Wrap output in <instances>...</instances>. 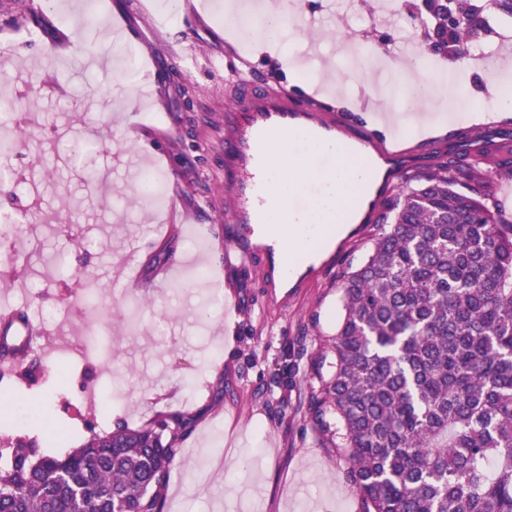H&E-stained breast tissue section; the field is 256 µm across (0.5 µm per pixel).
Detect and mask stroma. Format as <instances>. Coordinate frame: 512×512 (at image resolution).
<instances>
[{
    "instance_id": "stroma-1",
    "label": "stroma",
    "mask_w": 512,
    "mask_h": 512,
    "mask_svg": "<svg viewBox=\"0 0 512 512\" xmlns=\"http://www.w3.org/2000/svg\"><path fill=\"white\" fill-rule=\"evenodd\" d=\"M223 2L176 9L168 0H93L67 13L47 0H26L22 10L0 0V69L11 76L0 98L15 103L14 126L23 133L5 163L12 180L0 191V213L25 225L18 239L0 233V309H24L40 332L29 356L35 379L0 375V398L44 418L0 430V453L22 436L42 453L64 455L120 422L135 428L156 411H196L164 512H359L347 464L315 427L308 398L330 374L341 279L371 249L376 228L286 296L269 288L262 255L225 273L216 253L234 228L225 212L224 109L248 75L288 89L300 106L322 93L366 109L391 103L383 124L392 134L425 121L443 133L466 131L468 113L489 111L492 89L512 83V28L494 38L484 73L474 75L469 112L449 110L445 95L403 111L400 94L421 77L453 74L439 56L425 72L409 68L408 55L429 56L409 14L414 0H298L299 17L284 22L280 41L312 71L302 85L277 57L236 47ZM119 42L138 71L85 69L89 55L107 58ZM150 64L158 67L153 80L142 73ZM171 67L178 78H168ZM105 131L107 150L82 165L70 161L73 138ZM162 134L163 155L155 149ZM136 156L142 170L168 167L178 180L163 184L148 210L135 195ZM455 178L512 220L507 166H467ZM172 207L196 230L174 233L168 258L158 260L151 235ZM198 268L207 278L194 277ZM135 274L137 288L129 285ZM228 275L237 284L229 336ZM46 310L54 320L43 319ZM62 363L68 373L60 380ZM218 384L223 401L206 409Z\"/></svg>"
}]
</instances>
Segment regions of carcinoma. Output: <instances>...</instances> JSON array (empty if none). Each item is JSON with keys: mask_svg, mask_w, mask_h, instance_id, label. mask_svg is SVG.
<instances>
[{"mask_svg": "<svg viewBox=\"0 0 512 512\" xmlns=\"http://www.w3.org/2000/svg\"><path fill=\"white\" fill-rule=\"evenodd\" d=\"M450 15L455 61L512 22V0H437L418 20L443 30ZM482 157L442 154L423 184L397 187L342 279L331 374L309 406L349 463L360 512H512V224L452 176ZM197 421L159 411L60 457L18 437L0 512H164Z\"/></svg>", "mask_w": 512, "mask_h": 512, "instance_id": "1", "label": "carcinoma"}]
</instances>
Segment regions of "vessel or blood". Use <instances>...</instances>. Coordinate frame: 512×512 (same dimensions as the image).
<instances>
[{"label":"vessel or blood","mask_w":512,"mask_h":512,"mask_svg":"<svg viewBox=\"0 0 512 512\" xmlns=\"http://www.w3.org/2000/svg\"><path fill=\"white\" fill-rule=\"evenodd\" d=\"M224 193L231 204L236 234L224 247V267L232 269L249 262L254 253L253 227L263 221L270 177L266 172L268 146L276 135L301 133L321 143L346 141L359 156L371 163L374 176L359 202L353 224L372 223L381 202L409 171L429 166L433 157L418 145L373 128L352 125L348 117L298 108L282 90L242 88L224 115ZM482 138L497 137L501 148L512 147V119L478 126ZM31 321L14 315L0 318V334L21 337L30 344Z\"/></svg>","instance_id":"1"}]
</instances>
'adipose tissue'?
<instances>
[{"instance_id": "ef3b65f1", "label": "adipose tissue", "mask_w": 512, "mask_h": 512, "mask_svg": "<svg viewBox=\"0 0 512 512\" xmlns=\"http://www.w3.org/2000/svg\"><path fill=\"white\" fill-rule=\"evenodd\" d=\"M291 9L288 0H276L262 17L261 34H253L241 23L233 28L231 37L237 44L255 52L280 51V26ZM299 141L296 134L281 136L269 148L273 178L268 197V225L279 248L296 256L306 266L321 242L338 235L340 223L370 171L364 162L354 160L343 148H336V162L323 176L309 209L302 215H294L291 197L306 187L313 176L314 153L300 147Z\"/></svg>"}]
</instances>
